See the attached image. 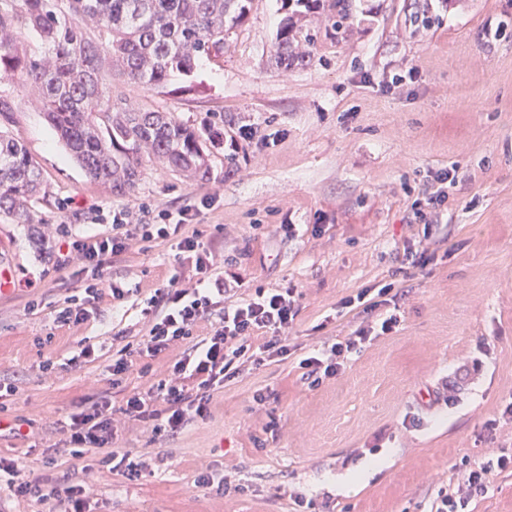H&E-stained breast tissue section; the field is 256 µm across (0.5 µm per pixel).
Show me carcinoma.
Instances as JSON below:
<instances>
[{
  "instance_id": "obj_1",
  "label": "carcinoma",
  "mask_w": 512,
  "mask_h": 512,
  "mask_svg": "<svg viewBox=\"0 0 512 512\" xmlns=\"http://www.w3.org/2000/svg\"><path fill=\"white\" fill-rule=\"evenodd\" d=\"M247 0H0V72L19 75L90 181L120 194L142 175V155L205 178L200 135L168 112L129 102L112 76L163 87L175 73L193 75L201 58L221 52L227 25ZM40 50L17 47L21 30ZM297 35L279 33L278 59L288 63ZM38 163L0 126V214L28 224L45 194Z\"/></svg>"
}]
</instances>
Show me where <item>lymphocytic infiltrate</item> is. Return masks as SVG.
<instances>
[{"label": "lymphocytic infiltrate", "mask_w": 512, "mask_h": 512, "mask_svg": "<svg viewBox=\"0 0 512 512\" xmlns=\"http://www.w3.org/2000/svg\"><path fill=\"white\" fill-rule=\"evenodd\" d=\"M111 233L88 231L72 235L69 261L90 273L84 292L96 299L98 283L112 257L125 252L132 242L171 243L179 263L188 270L176 273L165 288L156 289L142 310L147 331L134 344L118 350L112 361V379L120 381L138 361L165 353L174 344L186 348L170 370L167 379L143 392H134L125 403L129 418L151 426L154 433L174 437L181 433L189 416L207 418L213 391L222 389L225 380L239 374L244 364L263 366L265 361L287 356L288 332L293 328L299 305L293 289H255L243 293L240 274L216 271L210 243L198 233L189 232L194 213L183 209H144L140 219L124 210L106 216ZM192 287H183V280ZM399 325L396 314L379 316L374 326L361 327L347 339L333 343L326 357L309 356L299 362L314 383L337 375L348 354L369 341L372 334H389ZM206 336H199L200 327ZM265 335L256 345L257 335ZM72 454L101 453L113 471L138 475L148 468L146 455L131 456L117 444L112 427V407L108 401L92 402L71 418L68 429ZM512 467V456L500 455L478 463H463L457 491L439 489L434 512H470L473 498L487 494L496 472Z\"/></svg>", "instance_id": "obj_1"}]
</instances>
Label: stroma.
<instances>
[{
  "instance_id": "stroma-1",
  "label": "stroma",
  "mask_w": 512,
  "mask_h": 512,
  "mask_svg": "<svg viewBox=\"0 0 512 512\" xmlns=\"http://www.w3.org/2000/svg\"><path fill=\"white\" fill-rule=\"evenodd\" d=\"M330 4L250 0L223 52L192 77L126 86L131 100L202 134L203 180L146 159L127 193L92 183L29 89L0 79L14 103L9 130L49 186L32 223L0 216V256L15 273L0 298V379L17 387L0 421L25 417L39 430L0 436L21 480L86 482L91 512H303L305 501L313 512H430L462 461L512 454V0H348L342 21ZM287 20L315 41L293 43L283 68ZM242 128L249 138L231 144ZM446 169L456 183L420 238L413 202ZM145 205L198 208L192 227L212 241L217 269L250 289H294L299 304L288 356L226 380L209 416L173 438L122 408L168 375L184 344L120 384L109 370L144 334L146 298L178 269L169 243L114 257L89 319L54 322L86 280L77 267L58 270L57 222L80 234L99 229L102 213L136 217ZM408 243L434 262L412 267ZM114 283L124 299H113ZM388 283L396 331L310 386L300 359L377 318L343 300ZM84 345L96 360L73 363ZM91 399L109 401L119 445L151 453L152 472L128 477L101 454L72 456L70 418ZM208 470L234 488L196 485Z\"/></svg>"
}]
</instances>
